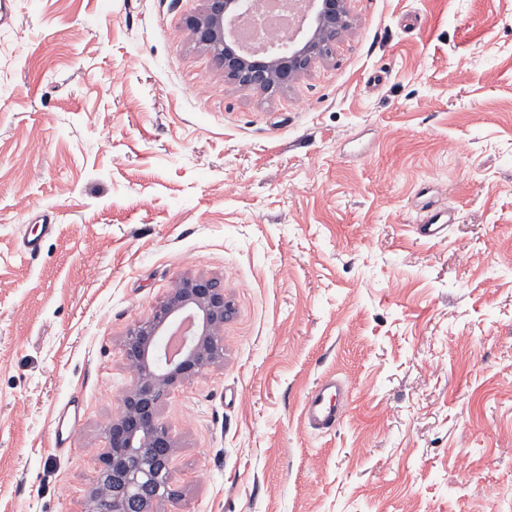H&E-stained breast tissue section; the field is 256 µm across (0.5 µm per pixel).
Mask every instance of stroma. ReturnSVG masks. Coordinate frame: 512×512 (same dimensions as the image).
Here are the masks:
<instances>
[{
  "instance_id": "1",
  "label": "stroma",
  "mask_w": 512,
  "mask_h": 512,
  "mask_svg": "<svg viewBox=\"0 0 512 512\" xmlns=\"http://www.w3.org/2000/svg\"><path fill=\"white\" fill-rule=\"evenodd\" d=\"M15 3L0 512H82L126 334L186 277L234 313L159 405V512H512V0H350V33L272 97L191 40L204 0ZM428 208L456 210L444 237L415 233ZM329 376L350 401L317 434ZM348 398V391L337 379L321 381L306 396L303 419L308 429L328 433L341 423Z\"/></svg>"
}]
</instances>
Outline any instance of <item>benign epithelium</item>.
Listing matches in <instances>:
<instances>
[{
    "mask_svg": "<svg viewBox=\"0 0 512 512\" xmlns=\"http://www.w3.org/2000/svg\"><path fill=\"white\" fill-rule=\"evenodd\" d=\"M301 40L286 49L243 51L232 26L240 13H255L260 0H207L203 13L188 20L195 42L208 49L224 76L239 87L274 95L290 87L310 63L332 52L352 26L349 0H308ZM195 322L193 342L167 366L156 364L155 336L180 314ZM233 312L224 286L214 279L186 278L172 289L153 315L130 330L124 342L132 381L116 414L106 425L108 446L83 512H155L176 495L169 482L178 441L158 413L160 400L180 383L223 358L224 322Z\"/></svg>",
    "mask_w": 512,
    "mask_h": 512,
    "instance_id": "7a95c632",
    "label": "benign epithelium"
}]
</instances>
